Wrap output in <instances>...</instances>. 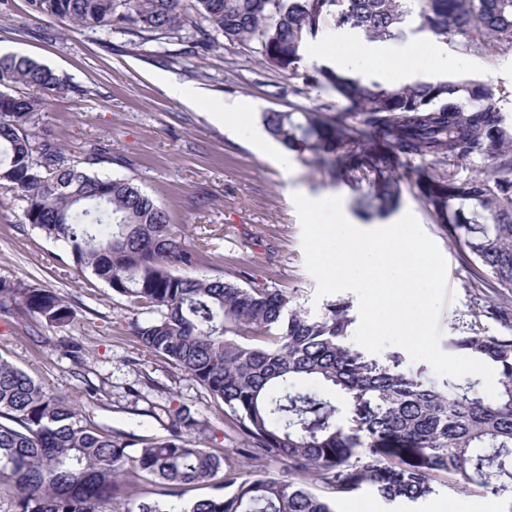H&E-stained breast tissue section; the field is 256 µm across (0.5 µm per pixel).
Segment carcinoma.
Listing matches in <instances>:
<instances>
[{
    "instance_id": "1",
    "label": "carcinoma",
    "mask_w": 512,
    "mask_h": 512,
    "mask_svg": "<svg viewBox=\"0 0 512 512\" xmlns=\"http://www.w3.org/2000/svg\"><path fill=\"white\" fill-rule=\"evenodd\" d=\"M26 2L31 15L81 30L155 38L186 25L180 0ZM193 7L201 25L189 52L207 53L223 38L291 76L305 45L330 25L387 41L416 16L417 30L455 37L466 50L512 49V0H194ZM301 75L332 101L299 116L265 113L271 137L311 155L338 181L366 184L363 205L379 215L399 202L404 164L428 162L418 196L511 289L512 127L500 115L503 93L472 80L388 88L326 66ZM20 85L32 93L12 94ZM69 90L46 66L0 56V185L25 202L28 223L67 247L78 269L108 284L128 309L156 314L132 319V334L224 404L238 453L286 461L288 474L224 469V449L195 438L209 422L181 406L151 405L168 432L162 438L106 430L0 354V512H114L142 479L167 497L189 485L218 493L178 511L143 501L139 512H335L332 499L366 487L401 512H417L442 484L512 500V336L463 324L448 339L450 350L498 373L493 398L477 380L433 381L399 353L356 348L345 299L311 315L282 289L176 273L200 254L165 209L132 180L75 164L41 133L47 97ZM477 156L497 160L495 170L456 177L453 166ZM1 311L53 327L73 320L58 293L23 280H0Z\"/></svg>"
}]
</instances>
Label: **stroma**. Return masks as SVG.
Listing matches in <instances>:
<instances>
[{
    "instance_id": "stroma-1",
    "label": "stroma",
    "mask_w": 512,
    "mask_h": 512,
    "mask_svg": "<svg viewBox=\"0 0 512 512\" xmlns=\"http://www.w3.org/2000/svg\"><path fill=\"white\" fill-rule=\"evenodd\" d=\"M193 28L176 38L148 41L138 36L75 30L53 18L28 14L26 0H12L0 15V52L27 57L66 77L72 92L50 98L43 123L72 155L90 146L105 152L93 172L130 178L182 229L193 250L202 252L206 274L246 280L287 290L309 313H320L324 300L305 267L302 230L293 200L297 189L318 197L342 199L352 222L371 230L412 213L438 245L447 262L448 292L441 311L440 347H447L452 327L475 322L491 334L512 335V320L493 316L496 307L512 309V295L502 296L493 276L475 264L447 226L435 223L403 178L400 201L386 216L366 215L364 192L333 181L309 155L290 151L263 133V115L271 111L307 112L328 102L326 93L307 87L261 64L248 49L222 43L204 54H183ZM385 57L373 78L398 85L397 71L407 65L439 82L469 78L505 91L502 115L512 126V50L471 53L455 38L444 41L446 62L436 65L431 52L411 56L405 40L385 42ZM176 82L206 89L210 102L187 104L169 96L164 85ZM239 103L235 128L214 122L211 102ZM24 202L0 187V280H25L55 290L74 309L67 327L37 324L0 313V353L29 373L45 389L78 395L77 372L100 388L101 401L84 400L87 417L97 425L139 437L164 433L149 407L185 406L207 418L202 437L221 446L232 466H240L239 441L225 425L224 411L208 391L172 364L149 355L131 336L133 317L109 286L74 266L63 245L27 224ZM82 347L81 363L60 345ZM491 497L478 489L441 488L420 512H484Z\"/></svg>"
}]
</instances>
